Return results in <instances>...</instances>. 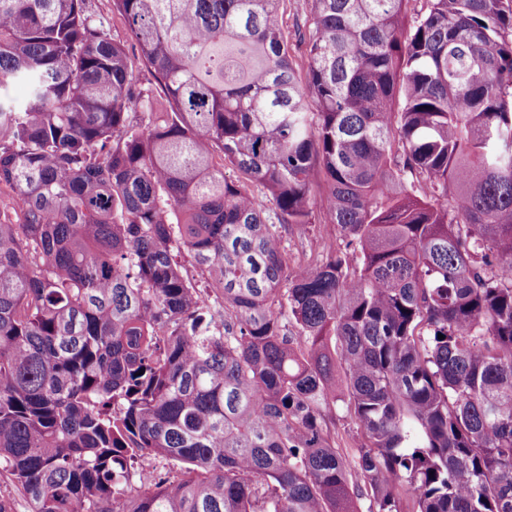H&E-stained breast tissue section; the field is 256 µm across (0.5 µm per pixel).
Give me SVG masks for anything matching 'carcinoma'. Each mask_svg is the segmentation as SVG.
<instances>
[{
  "mask_svg": "<svg viewBox=\"0 0 512 512\" xmlns=\"http://www.w3.org/2000/svg\"><path fill=\"white\" fill-rule=\"evenodd\" d=\"M89 2L0 0V512H512V0ZM325 191L322 186L316 185L311 196V207L314 211L315 224H307L305 226L295 227L290 235H288V248L295 253L307 252L310 247L314 246L315 236L319 231L322 234L330 232V226L318 224L319 214L324 203ZM340 441L342 448H347L352 454L354 449L358 448L363 442L360 431L355 423L342 407L336 410V437Z\"/></svg>",
  "mask_w": 512,
  "mask_h": 512,
  "instance_id": "1",
  "label": "carcinoma"
}]
</instances>
